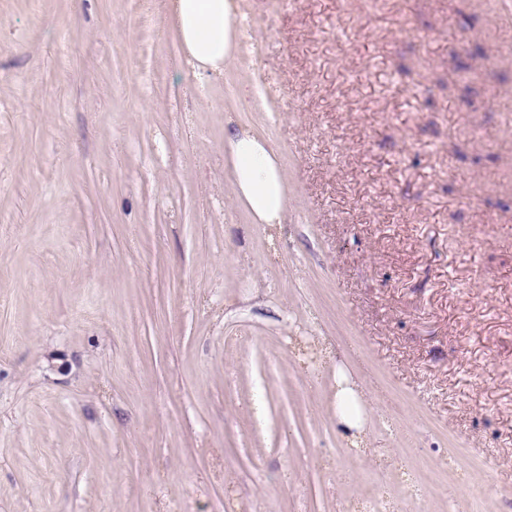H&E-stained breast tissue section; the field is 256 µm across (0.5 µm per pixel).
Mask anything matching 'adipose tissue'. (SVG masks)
I'll return each mask as SVG.
<instances>
[{
  "label": "adipose tissue",
  "instance_id": "ef3b65f1",
  "mask_svg": "<svg viewBox=\"0 0 512 512\" xmlns=\"http://www.w3.org/2000/svg\"><path fill=\"white\" fill-rule=\"evenodd\" d=\"M187 64L203 71L232 67L242 31L232 0H170ZM224 153L232 198L257 224H280L288 212L287 177L266 140L226 121Z\"/></svg>",
  "mask_w": 512,
  "mask_h": 512
}]
</instances>
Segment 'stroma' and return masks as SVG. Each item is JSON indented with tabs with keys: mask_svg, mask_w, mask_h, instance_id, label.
<instances>
[{
	"mask_svg": "<svg viewBox=\"0 0 512 512\" xmlns=\"http://www.w3.org/2000/svg\"><path fill=\"white\" fill-rule=\"evenodd\" d=\"M234 4L0 0V512H512V0ZM170 8L187 64L214 72L234 65L242 31L232 0H171ZM224 155L232 198L256 224H283L287 177L266 140L235 125L224 126Z\"/></svg>",
	"mask_w": 512,
	"mask_h": 512,
	"instance_id": "1",
	"label": "stroma"
}]
</instances>
